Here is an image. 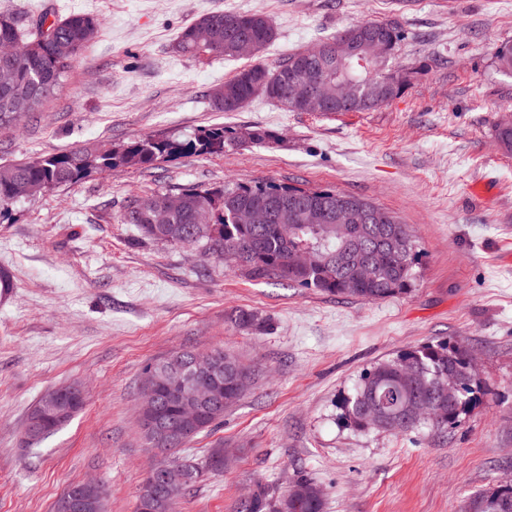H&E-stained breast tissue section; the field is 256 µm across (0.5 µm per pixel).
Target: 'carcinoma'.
<instances>
[{"label": "carcinoma", "mask_w": 512, "mask_h": 512, "mask_svg": "<svg viewBox=\"0 0 512 512\" xmlns=\"http://www.w3.org/2000/svg\"><path fill=\"white\" fill-rule=\"evenodd\" d=\"M41 12L22 20L9 12H0V46L13 47V90L25 92L15 97L0 87V125L12 124L40 110L64 84L78 57L95 40L100 26L97 16L73 13L63 19H49ZM376 45L381 48L385 71L404 40L400 27L373 21ZM275 30L265 14L217 12L203 15L181 28L176 38L179 52L193 58L235 59L246 54L257 56L274 40ZM333 35L315 47L289 54L270 67L252 62L239 70L212 92L216 108L237 112L253 99L263 96L276 101L285 110L302 112L304 107L293 92L303 72L325 64L321 87L324 115L343 112H370L397 96L406 82L407 71L395 70L396 78L384 84L370 77L365 64L346 57L329 60L336 52ZM494 138L506 153H512V116H505L494 126ZM278 136L259 128H227L215 124L190 136L167 135L136 138L115 143L109 148H72L33 160L0 166V210L27 196L47 189L66 186L93 173L116 168L144 169L184 156H219L250 144L275 142ZM301 195L309 208L300 220L283 224H239L235 208L246 205L265 207L274 197L288 193ZM186 204L174 214L162 208L166 193L135 196L127 202L121 222L133 224L147 238L170 244H187L203 254L220 258L227 250L240 253L239 270L251 280L278 281V265L293 249L306 248L317 262L295 271L286 282L319 292L351 296L363 301H380L405 294L415 279L418 261L412 235L397 215L377 222L372 214L379 206L362 198L330 189L302 188L257 182L253 185L226 184L222 187L189 186L178 190ZM347 199L365 206L367 220L361 224L340 221L316 224L317 211ZM367 260L373 268L368 280L355 278V261ZM239 330L263 333L270 328L267 319L253 311L240 310L231 317ZM470 356L461 343L424 344L398 354L365 370L353 387L337 402L344 425L358 431L374 428L369 420L372 407L383 409L392 420L391 431L409 433L429 425L446 430L456 424L468 404L477 377L469 371ZM458 378L455 399L448 398V376ZM194 463L201 474L224 469V450L211 448L202 458L175 456L173 464ZM310 491L296 510L284 497L273 498L263 492L243 505L244 512H322L323 491L304 475L297 477ZM465 512H512V498H499L497 489L477 492L469 497Z\"/></svg>", "instance_id": "1"}]
</instances>
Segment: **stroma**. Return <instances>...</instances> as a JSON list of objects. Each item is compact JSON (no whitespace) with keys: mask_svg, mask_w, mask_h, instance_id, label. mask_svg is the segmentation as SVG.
Returning a JSON list of instances; mask_svg holds the SVG:
<instances>
[{"mask_svg":"<svg viewBox=\"0 0 512 512\" xmlns=\"http://www.w3.org/2000/svg\"><path fill=\"white\" fill-rule=\"evenodd\" d=\"M96 15L95 41L40 112L0 127V166L142 136L258 125L276 143L149 169H116L0 211V512H52L86 480L106 512H135L159 460L140 426L142 373L180 349L224 348L255 369L222 423L180 449L224 451V469L190 488L179 512H241L304 474L323 512H462L473 493L512 480V154L493 135L512 115V0H0L26 18ZM221 11L265 13L275 40L260 60L361 21L404 30L392 67L412 72L371 112H288L258 97L217 111L213 89L244 59L188 58L182 27ZM333 189L395 212L419 254L408 294L361 301L285 282L251 281L199 250L144 237L120 221L128 199L189 185ZM236 309L268 318L234 329ZM460 342L479 371L457 425L360 432L336 402L371 366L426 343ZM80 383L83 408L29 447L27 418L48 389Z\"/></svg>","mask_w":512,"mask_h":512,"instance_id":"35a3bbf8","label":"stroma"}]
</instances>
